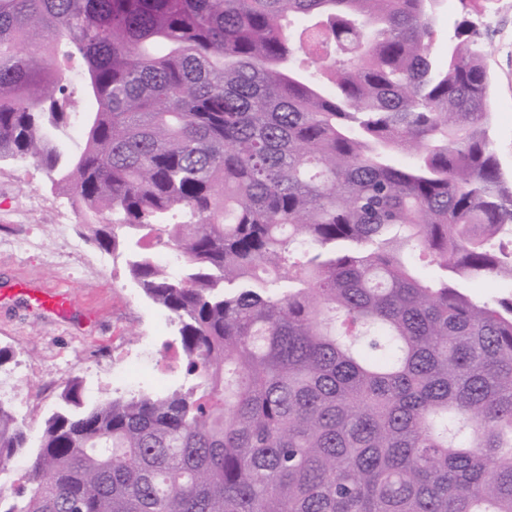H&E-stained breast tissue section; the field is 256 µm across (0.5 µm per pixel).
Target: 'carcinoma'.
<instances>
[{
  "instance_id": "1",
  "label": "carcinoma",
  "mask_w": 512,
  "mask_h": 512,
  "mask_svg": "<svg viewBox=\"0 0 512 512\" xmlns=\"http://www.w3.org/2000/svg\"><path fill=\"white\" fill-rule=\"evenodd\" d=\"M0 0L31 158L177 325L182 383L37 445L0 512H512V174L476 0ZM78 124L73 149L59 133ZM462 16L458 0H444L437 21V51H444L448 37L454 34L455 27ZM464 288L477 300L491 301L507 296L512 291L511 282L495 280L489 282H465Z\"/></svg>"
}]
</instances>
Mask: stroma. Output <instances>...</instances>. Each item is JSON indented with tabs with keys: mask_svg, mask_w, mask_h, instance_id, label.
Returning <instances> with one entry per match:
<instances>
[{
	"mask_svg": "<svg viewBox=\"0 0 512 512\" xmlns=\"http://www.w3.org/2000/svg\"><path fill=\"white\" fill-rule=\"evenodd\" d=\"M491 79L492 137L512 173V10L482 27ZM66 294L69 316L37 308L36 291ZM175 327L128 278L122 257L98 248L67 198L36 162L0 164V398L11 401L31 437L61 404L65 382L84 398L163 391L182 381L181 357L166 350Z\"/></svg>",
	"mask_w": 512,
	"mask_h": 512,
	"instance_id": "1",
	"label": "stroma"
}]
</instances>
